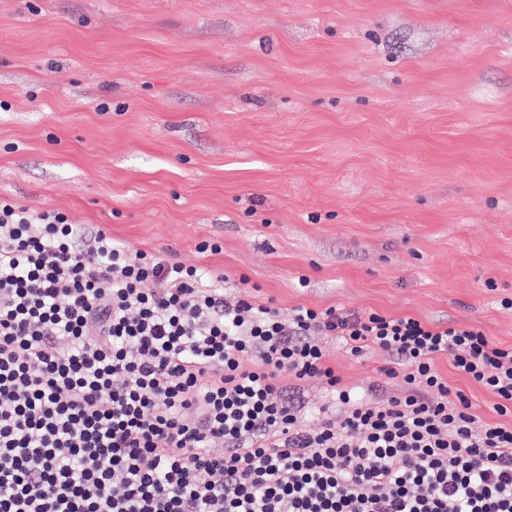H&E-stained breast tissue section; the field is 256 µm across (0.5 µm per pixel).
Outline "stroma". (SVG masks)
<instances>
[{"label": "stroma", "mask_w": 512, "mask_h": 512, "mask_svg": "<svg viewBox=\"0 0 512 512\" xmlns=\"http://www.w3.org/2000/svg\"><path fill=\"white\" fill-rule=\"evenodd\" d=\"M0 193L284 318L407 314L511 345L512 0H0ZM321 343L346 385L398 394L385 352Z\"/></svg>", "instance_id": "obj_1"}]
</instances>
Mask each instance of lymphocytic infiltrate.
<instances>
[{"mask_svg": "<svg viewBox=\"0 0 512 512\" xmlns=\"http://www.w3.org/2000/svg\"><path fill=\"white\" fill-rule=\"evenodd\" d=\"M321 334L388 353L399 394L354 393ZM287 379L330 405L298 409ZM0 512H512V345L336 307L285 321L224 275L0 196ZM435 368L443 378L448 380L451 387L460 389L469 396L480 423L498 421L499 416L493 409L497 401L488 390L460 376L446 357H438L435 360Z\"/></svg>", "mask_w": 512, "mask_h": 512, "instance_id": "lymphocytic-infiltrate-1", "label": "lymphocytic infiltrate"}]
</instances>
